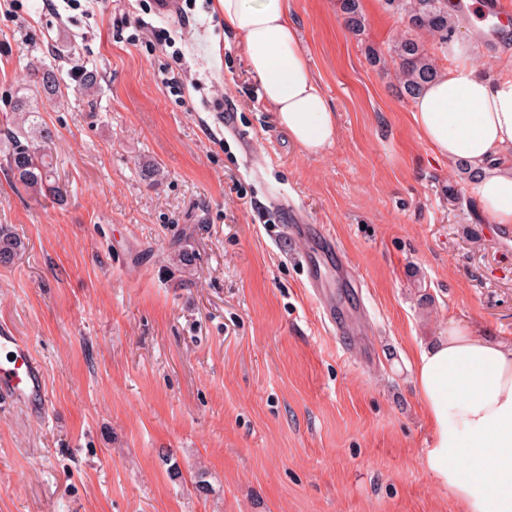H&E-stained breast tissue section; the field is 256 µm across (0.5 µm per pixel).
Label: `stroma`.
<instances>
[{"instance_id":"stroma-1","label":"stroma","mask_w":512,"mask_h":512,"mask_svg":"<svg viewBox=\"0 0 512 512\" xmlns=\"http://www.w3.org/2000/svg\"><path fill=\"white\" fill-rule=\"evenodd\" d=\"M177 4L0 0V124L18 97L38 107L66 191L20 193L0 169V224L25 243L0 265V328L48 389L41 417L0 403V512H464L426 468L411 364L452 319L512 337V230L418 139L391 57L404 21L359 0L355 35L341 0H288L337 115L313 154L212 0ZM454 38L464 54L428 47L440 72L512 58L473 22ZM45 65L53 100L35 91ZM176 67L179 97L162 81ZM283 202L306 238L274 232ZM326 235L321 302L301 250ZM178 240L193 265L171 261Z\"/></svg>"}]
</instances>
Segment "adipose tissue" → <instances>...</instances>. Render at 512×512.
Segmentation results:
<instances>
[{
  "mask_svg": "<svg viewBox=\"0 0 512 512\" xmlns=\"http://www.w3.org/2000/svg\"><path fill=\"white\" fill-rule=\"evenodd\" d=\"M214 2L292 143L314 154L331 145L336 114L299 45L288 0ZM412 118L438 156L477 172L473 190L491 223L511 226L512 75L492 78L461 63L425 86ZM412 370L433 434V480L465 512H512V338L480 337L452 320Z\"/></svg>",
  "mask_w": 512,
  "mask_h": 512,
  "instance_id": "1",
  "label": "adipose tissue"
}]
</instances>
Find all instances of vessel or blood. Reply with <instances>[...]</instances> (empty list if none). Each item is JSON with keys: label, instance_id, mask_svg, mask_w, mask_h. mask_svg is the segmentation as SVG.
<instances>
[{"label": "vessel or blood", "instance_id": "obj_1", "mask_svg": "<svg viewBox=\"0 0 512 512\" xmlns=\"http://www.w3.org/2000/svg\"><path fill=\"white\" fill-rule=\"evenodd\" d=\"M480 32L497 40L512 33V12L502 0H485ZM0 400L22 405L39 415L47 404L44 373L27 341L8 328H0Z\"/></svg>", "mask_w": 512, "mask_h": 512}]
</instances>
